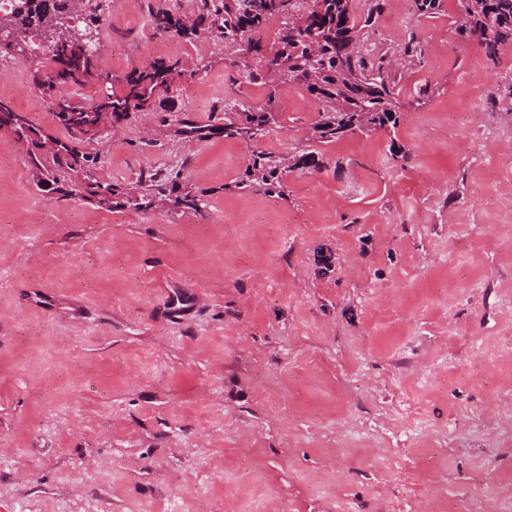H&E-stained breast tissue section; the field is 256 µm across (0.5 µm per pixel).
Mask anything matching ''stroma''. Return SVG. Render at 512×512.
Masks as SVG:
<instances>
[{"mask_svg": "<svg viewBox=\"0 0 512 512\" xmlns=\"http://www.w3.org/2000/svg\"><path fill=\"white\" fill-rule=\"evenodd\" d=\"M110 0L116 75L194 58L161 105L87 141L107 181L183 167L205 216L134 214L37 186L0 127V512H501L512 491V47L454 33L458 0H387L368 40L409 39L396 131L319 147L283 196L234 182L246 144L203 124L224 49ZM47 53L0 50V102L65 138L31 79ZM261 149L305 148L317 104L283 87ZM398 144L412 160L401 166Z\"/></svg>", "mask_w": 512, "mask_h": 512, "instance_id": "obj_1", "label": "stroma"}]
</instances>
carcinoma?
I'll list each match as a JSON object with an SVG mask.
<instances>
[{
  "label": "carcinoma",
  "mask_w": 512,
  "mask_h": 512,
  "mask_svg": "<svg viewBox=\"0 0 512 512\" xmlns=\"http://www.w3.org/2000/svg\"><path fill=\"white\" fill-rule=\"evenodd\" d=\"M387 0H366L368 9L357 14L352 0H195L190 14L161 5L150 11L152 34L172 33L224 47V61L236 65V58L252 63L240 71L249 83L267 89L273 101L279 89L296 84L319 105L312 127V139L321 143L355 134L397 129L400 109L394 61L422 54L420 43L411 39L393 52L375 53L365 42L367 30ZM460 23L455 31L462 39L480 38L485 54L495 59L505 46H512V0H458ZM418 15L432 17L442 11L443 0H413ZM22 41L39 31L63 47L51 53L54 77L44 85L56 105L58 121L70 133L66 141L31 139L29 164L39 186L66 187L98 206L112 205L132 213H144L159 205L180 215H204L202 195L184 187L182 169L142 171L133 185L114 184L101 178L100 156L85 151L89 134L116 127L133 112H141L169 93L178 78L194 71L193 60L157 59L149 66L116 76L97 68L99 12L86 15L74 10V0H14L0 13V27ZM91 36L88 54L78 61H65L66 45L76 36ZM96 80L103 86L118 82L123 91L106 94L89 107L75 104L65 93L72 85ZM215 110L224 113V124L201 125L176 117L178 135L195 140L222 136L226 140L257 144L276 112L256 107L237 96L226 94ZM11 126L24 136L29 131L23 116L0 103V126ZM315 152L303 151L289 157L263 150L253 151L252 165L235 183L244 192L256 188L267 194H285V176L294 170H319Z\"/></svg>",
  "instance_id": "carcinoma-1"
}]
</instances>
